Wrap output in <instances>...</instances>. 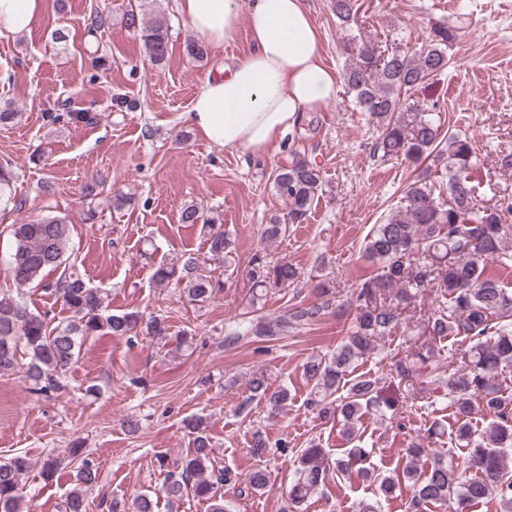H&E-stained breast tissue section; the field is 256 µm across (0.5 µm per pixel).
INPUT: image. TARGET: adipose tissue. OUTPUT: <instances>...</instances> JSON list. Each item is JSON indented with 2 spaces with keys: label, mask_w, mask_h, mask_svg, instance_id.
<instances>
[{
  "label": "adipose tissue",
  "mask_w": 512,
  "mask_h": 512,
  "mask_svg": "<svg viewBox=\"0 0 512 512\" xmlns=\"http://www.w3.org/2000/svg\"><path fill=\"white\" fill-rule=\"evenodd\" d=\"M41 8V0H0V36L29 31ZM177 10L215 48L249 28L248 55L208 79L186 114L212 144L264 152L305 113L335 103L336 71L322 60L305 0H177Z\"/></svg>",
  "instance_id": "adipose-tissue-1"
}]
</instances>
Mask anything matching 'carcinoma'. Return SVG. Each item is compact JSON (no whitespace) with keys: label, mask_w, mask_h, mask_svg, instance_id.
<instances>
[{"label":"carcinoma","mask_w":512,"mask_h":512,"mask_svg":"<svg viewBox=\"0 0 512 512\" xmlns=\"http://www.w3.org/2000/svg\"><path fill=\"white\" fill-rule=\"evenodd\" d=\"M336 18L343 24L355 20L359 0H331ZM127 28L140 32L148 60L159 64L168 54V24L160 14L130 10L124 16ZM459 36L458 28L447 23L431 27L428 44L416 52L380 50L372 43L352 42L351 63L344 79L361 111L369 113L381 127L376 149L385 156H402L420 170L417 179L404 189L405 209L384 224H378L365 242L363 256L378 264L377 272L363 280L358 289L356 314L347 340L336 352L311 358L303 376L310 386L306 404L319 418L339 421L348 440H361L357 424L369 407L378 402L379 380L362 374L344 384L346 372L358 358L372 351L378 338L389 335L399 325L404 308L420 294H434L438 311L429 318L431 336L448 337L463 348H448L443 356L423 343L392 365L386 374L391 383L410 388L437 382L448 390L454 408L450 442L464 453L463 464L436 456L425 470L415 461L426 449L413 445L406 449L409 465L400 475L375 472L370 451L360 445L331 458L325 449H300L294 457V481L285 512L302 504L312 491L334 474L338 477L356 470L359 477L375 486L374 502H360L358 512H378L381 501L394 495L396 483L404 476L412 480L414 493L408 512H426L431 506L452 505L454 512L487 499H496L499 512H512V289L503 285L485 261L502 268L512 267L511 204L481 206L476 203L470 170L476 158L471 140L460 135L441 138V129L423 105L404 99V94L444 71L448 52ZM445 163L448 200L435 196L427 183V160ZM14 174L0 166V203L22 208V200L12 193ZM321 169L299 151L291 161L274 170L273 185L288 203L291 222L305 218L319 191ZM14 250L9 272L18 288L35 285L50 294L70 313L68 320L50 326L48 314L36 313L22 300V292L0 293V372H8L26 357V379L32 391L50 395L64 387L67 372L78 362L88 337L107 334L132 339L141 333L158 338L169 335L166 319L160 314L138 311L114 313L105 303L104 293L90 287L70 258L71 230L65 218L42 216L10 225ZM212 259L224 258L229 242L221 230L208 232ZM59 272L55 279L54 272ZM253 288L288 287L299 281L293 265H274L256 257L248 271ZM155 283L165 288L175 283L191 302L209 301L219 290L209 277L198 272V259L188 257L181 266L161 263L153 273ZM397 290L395 297L389 292ZM320 303L294 308L278 320H259L246 332L257 336H284L290 329L318 321L330 306L333 289L319 286ZM346 393H340L341 388ZM252 397L268 401L273 408L288 399V390H271L264 373L250 380ZM489 420L483 429L470 424L474 412ZM185 428L192 434V448L167 471L162 492L170 504L189 494L211 502L212 512H227L226 485L238 486V494L260 491L271 481L266 468L253 471L245 485L229 469L217 470L211 462V442L202 419L191 417ZM288 448V440L274 442L264 435L254 436L250 452L263 458L272 450ZM30 462L16 455L0 462V512H21L22 478ZM475 470V476L467 471ZM95 465L84 457L77 466L76 484L65 499L64 512H86L87 491L97 483ZM156 503L147 495L128 506L113 499L107 512H155Z\"/></svg>","instance_id":"obj_1"}]
</instances>
